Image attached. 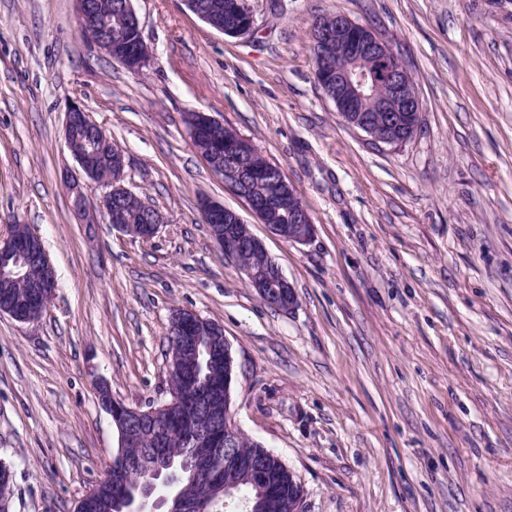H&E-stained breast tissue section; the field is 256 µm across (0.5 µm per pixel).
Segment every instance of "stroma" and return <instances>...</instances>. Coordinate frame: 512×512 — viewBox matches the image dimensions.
Wrapping results in <instances>:
<instances>
[{
	"mask_svg": "<svg viewBox=\"0 0 512 512\" xmlns=\"http://www.w3.org/2000/svg\"><path fill=\"white\" fill-rule=\"evenodd\" d=\"M133 5L152 49L139 73L80 33L75 0H0V239L28 225L58 283L38 319L0 314L9 512H75L118 448L100 386L165 403L178 309L223 327L233 419L294 472L303 512H512V0H250L240 37L183 0ZM336 13L409 65L423 111L406 144H374L319 87L310 29ZM72 104L164 215L154 237L75 222ZM193 112L282 168L309 242L270 234L211 173ZM204 197L264 241L294 309L225 258Z\"/></svg>",
	"mask_w": 512,
	"mask_h": 512,
	"instance_id": "obj_1",
	"label": "stroma"
}]
</instances>
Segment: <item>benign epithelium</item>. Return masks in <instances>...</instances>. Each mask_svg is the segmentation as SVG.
<instances>
[{"instance_id": "benign-epithelium-1", "label": "benign epithelium", "mask_w": 512, "mask_h": 512, "mask_svg": "<svg viewBox=\"0 0 512 512\" xmlns=\"http://www.w3.org/2000/svg\"><path fill=\"white\" fill-rule=\"evenodd\" d=\"M78 4V25L82 33L94 27L96 36L93 44L103 50L113 60L121 63L133 72H140L149 63V58L140 54L139 41L143 40L140 19L133 7V0H124L122 19L124 24L136 35V40H112L109 22L112 8L102 0H76ZM187 8L203 22L228 36L238 37L253 29L252 12H247L232 27H224L212 22V18L202 9L197 0H183ZM323 50L336 54V70L315 71L320 86L336 85V96L331 101L342 119L350 126L368 134L375 142L387 146L403 144L399 139L403 131L413 135L420 122L421 99L411 71L402 57L393 53L390 43L376 30L360 24L345 15H338L336 30L321 36ZM381 85L386 92L376 99L380 120L375 121L363 112L356 110L359 101L372 98L369 91ZM219 124L213 116L205 112H194L188 120V133L192 147L202 157L212 173L224 180V186L244 200L258 221L266 224L268 210L274 208L286 214L288 223L267 224L274 235L292 243L308 242L315 232L312 219L300 202L295 187L284 178L281 168H276L282 183L287 185L285 193L279 195L274 206H269L248 192L244 173L248 170L250 159L255 154L252 142L238 132L231 133L225 140L226 153L212 148H203V135L207 129ZM66 146L78 168L66 170L64 182L72 195L73 217L78 224H96L104 219L113 228L129 233L134 231L131 224L119 223V203L133 196L125 186V155L112 144L105 130L91 120L87 112L78 105L66 110L64 126ZM88 179L99 182L107 188L100 212L87 205L81 191V181ZM201 211L204 220L224 225V233L217 237L218 245L224 251V257L235 262L244 254L251 255V261L242 267L249 285L254 288L263 301L272 308L289 311L297 305V293L285 277L278 264L266 250L263 242L250 229L242 217L223 204L205 200ZM32 243H24L17 236L0 239V256L4 263L0 265V279L20 280L24 278L28 255L33 251ZM36 288L35 296L39 304L29 308L26 314L19 315L9 309L0 310L19 322H31L39 318L52 300L57 282L49 275L32 284ZM174 322L179 328H191L195 331L203 328L205 319L191 310H182L175 314ZM224 392L209 395L206 402L224 400V431L194 432L185 437L189 446L188 453L201 461L206 500L197 502L175 493V472L166 463L168 447L176 435L162 428L158 423L156 408L147 410L133 409L123 402L112 398L107 387L99 388V400L102 407L112 417V423L124 431L134 423L147 426L153 431V446L146 456L138 462L125 459L118 454L98 485L93 487L83 500H91L98 486L117 479L121 490L127 492L121 507L124 512H212L215 503L222 502L224 508L236 512H255L257 506L250 500L238 498L234 486L224 485V470L243 473L252 480L254 487L262 496H276L279 485L274 476L253 463L239 457L235 451L240 430L231 416V383L233 358L229 343H224ZM153 470V478L144 483L139 478L142 466Z\"/></svg>"}]
</instances>
